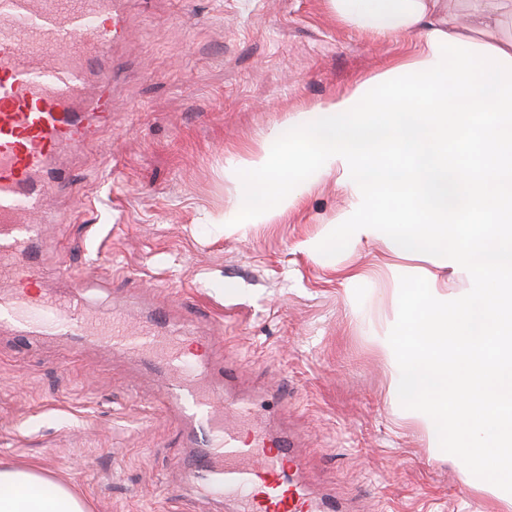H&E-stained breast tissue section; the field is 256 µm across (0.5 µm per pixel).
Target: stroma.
<instances>
[{"label": "stroma", "mask_w": 512, "mask_h": 512, "mask_svg": "<svg viewBox=\"0 0 512 512\" xmlns=\"http://www.w3.org/2000/svg\"><path fill=\"white\" fill-rule=\"evenodd\" d=\"M414 40L379 41L328 0H154L131 8L113 63L112 122L82 147L57 224L42 227L43 286L140 323L212 315L239 393L282 384L259 422L289 434L314 487L357 512H497L512 489H479L453 449L431 447L388 393L376 345L400 312L384 242L333 240L350 208L336 174L272 224L209 223L234 204L243 159L326 101L377 87ZM330 245L335 267L302 248ZM363 273L349 285L347 272ZM165 375L97 336L0 328V462L76 486L92 512H206L188 489L184 424Z\"/></svg>", "instance_id": "1"}]
</instances>
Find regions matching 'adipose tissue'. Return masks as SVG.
<instances>
[{"label":"adipose tissue","mask_w":512,"mask_h":512,"mask_svg":"<svg viewBox=\"0 0 512 512\" xmlns=\"http://www.w3.org/2000/svg\"><path fill=\"white\" fill-rule=\"evenodd\" d=\"M373 36L422 39L417 57L394 67L389 91L331 100L274 129L264 152L243 161L225 230L272 219L293 204L289 183L310 188L328 170L352 200L338 237L383 240L402 287L398 323L378 336L390 360L389 392L410 407L433 447H453L486 488L512 486V335L491 288L512 267V33L503 0H469L459 25L445 0H329ZM270 209L255 205L258 193ZM478 223L480 239L457 234ZM465 274L452 293L435 268ZM0 512H86L71 487L33 466L0 464Z\"/></svg>","instance_id":"adipose-tissue-1"}]
</instances>
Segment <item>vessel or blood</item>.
<instances>
[{
  "label": "vessel or blood",
  "mask_w": 512,
  "mask_h": 512,
  "mask_svg": "<svg viewBox=\"0 0 512 512\" xmlns=\"http://www.w3.org/2000/svg\"><path fill=\"white\" fill-rule=\"evenodd\" d=\"M127 0H0V281L12 290L0 316L21 329L54 320L61 335H100L170 373L166 401L189 427L187 473L204 499L225 512H347L299 476L288 436H240L251 412L227 399L225 372L198 376L181 337L159 341L153 322L138 328L85 315L78 294L39 287L40 227L27 223L60 174L58 156L91 142L112 119L113 79L102 63L125 42Z\"/></svg>",
  "instance_id": "obj_1"
}]
</instances>
